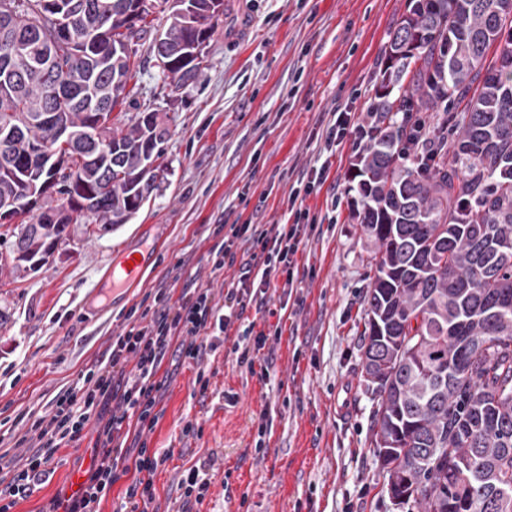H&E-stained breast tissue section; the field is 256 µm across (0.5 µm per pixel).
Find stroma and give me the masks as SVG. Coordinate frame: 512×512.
Here are the masks:
<instances>
[{"label": "stroma", "instance_id": "35a3bbf8", "mask_svg": "<svg viewBox=\"0 0 512 512\" xmlns=\"http://www.w3.org/2000/svg\"><path fill=\"white\" fill-rule=\"evenodd\" d=\"M409 0H234L204 50L201 73L172 90L146 43L119 126L152 105L169 135L165 169L135 217L96 237L73 227L69 244L35 270L12 268L0 242V460L20 466L19 439L56 394L107 352L131 308L183 261L182 279L202 274L221 224L282 220L298 177L327 166L304 199L318 227L296 256L297 304L281 316L268 378L237 366L227 344L203 365L163 363V412L143 435L166 453L153 477L158 512H178L177 483L208 460L199 512H419L396 508L372 443L374 404L359 382L365 296L373 276L366 239L351 218V139L329 147L326 127L345 112L365 124L377 59ZM162 230L154 264L94 318L85 306L109 262ZM205 369L207 390L195 384ZM268 411L266 455L255 452L258 416ZM87 446L65 448L52 479L11 512H42L69 476L87 469Z\"/></svg>", "mask_w": 512, "mask_h": 512}]
</instances>
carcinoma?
Segmentation results:
<instances>
[{
  "label": "carcinoma",
  "instance_id": "obj_1",
  "mask_svg": "<svg viewBox=\"0 0 512 512\" xmlns=\"http://www.w3.org/2000/svg\"><path fill=\"white\" fill-rule=\"evenodd\" d=\"M224 11V0H0V210L24 218L5 230L14 269L72 224L103 236L138 213L163 167L156 112L105 128L101 143L88 130L128 96L130 45L150 40L179 90ZM367 113L348 191L374 270L360 372L374 447L383 464L403 453L401 505L512 512V0H410ZM57 164L75 167L76 185ZM61 209L65 221L43 223ZM435 448L451 458L435 462Z\"/></svg>",
  "mask_w": 512,
  "mask_h": 512
}]
</instances>
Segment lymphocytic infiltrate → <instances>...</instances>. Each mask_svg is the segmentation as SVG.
<instances>
[{"label": "lymphocytic infiltrate", "instance_id": "lymphocytic-infiltrate-1", "mask_svg": "<svg viewBox=\"0 0 512 512\" xmlns=\"http://www.w3.org/2000/svg\"><path fill=\"white\" fill-rule=\"evenodd\" d=\"M297 200V194H289L292 223L237 224L230 237L210 248L209 279L222 276L225 268L236 270L223 296L207 286L182 283V267L174 265L152 304L113 337L106 355L33 421L19 441L23 464L8 471L0 493L12 498L29 494L54 473L61 449L79 447L88 438L94 455L80 495L53 497L43 512H100L114 483L127 473L132 480L120 512H157L152 476L166 457L139 440L159 420L157 374L167 359L202 363L215 349L218 333L234 334L231 351L238 365L251 367L259 359L272 365L268 345L281 327L260 326L256 320L270 316L273 294L293 295L298 283L295 256L316 228ZM250 309L257 314L252 321L245 318Z\"/></svg>", "mask_w": 512, "mask_h": 512}]
</instances>
